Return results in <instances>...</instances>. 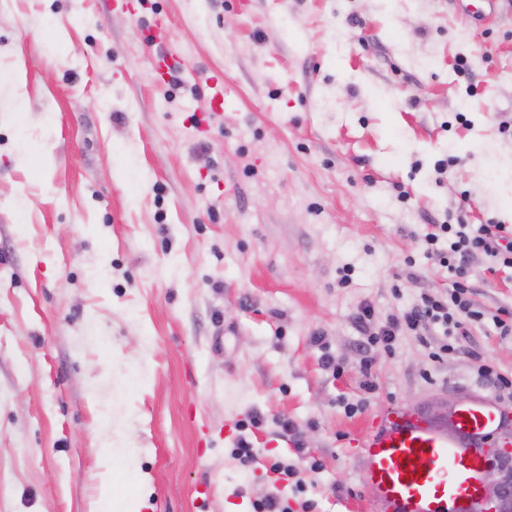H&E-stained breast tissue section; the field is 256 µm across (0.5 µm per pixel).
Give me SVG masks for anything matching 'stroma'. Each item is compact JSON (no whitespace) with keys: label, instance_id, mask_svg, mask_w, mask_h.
<instances>
[{"label":"stroma","instance_id":"obj_1","mask_svg":"<svg viewBox=\"0 0 512 512\" xmlns=\"http://www.w3.org/2000/svg\"><path fill=\"white\" fill-rule=\"evenodd\" d=\"M460 211L512 225V0H0V512H97L109 465L140 512H373L380 406L512 377V269L481 255L453 350L360 347L361 307L446 292L423 237Z\"/></svg>","mask_w":512,"mask_h":512}]
</instances>
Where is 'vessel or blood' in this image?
<instances>
[{
    "label": "vessel or blood",
    "mask_w": 512,
    "mask_h": 512,
    "mask_svg": "<svg viewBox=\"0 0 512 512\" xmlns=\"http://www.w3.org/2000/svg\"><path fill=\"white\" fill-rule=\"evenodd\" d=\"M512 441V408L494 394L410 411L381 407L360 446L374 512H478L495 440Z\"/></svg>",
    "instance_id": "obj_1"
}]
</instances>
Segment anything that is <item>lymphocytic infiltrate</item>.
I'll use <instances>...</instances> for the list:
<instances>
[{
  "instance_id": "f902f5d3",
  "label": "lymphocytic infiltrate",
  "mask_w": 512,
  "mask_h": 512,
  "mask_svg": "<svg viewBox=\"0 0 512 512\" xmlns=\"http://www.w3.org/2000/svg\"><path fill=\"white\" fill-rule=\"evenodd\" d=\"M447 238L448 249L439 261L454 276L451 292L422 294L419 302L400 314L391 316L387 324L370 329V308L358 315L366 346L391 344L396 336L420 335L433 330L441 336L459 335L466 326L483 323L487 313L470 296L467 285L469 259L476 254L490 257L495 263L512 269V227L504 224H482L471 228L465 222L435 225L424 237L427 248H434L440 238Z\"/></svg>"
}]
</instances>
